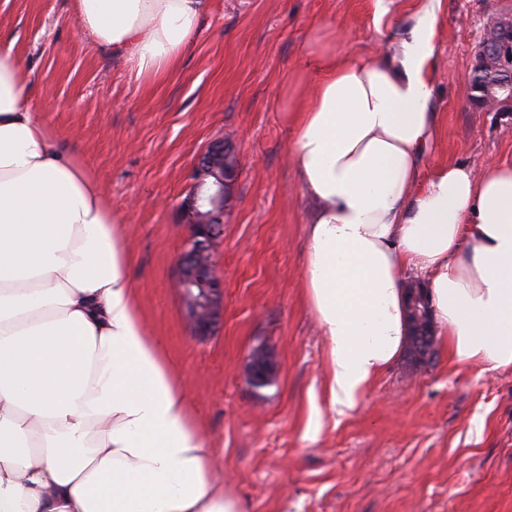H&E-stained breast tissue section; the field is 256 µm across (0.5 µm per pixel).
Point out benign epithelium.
<instances>
[{
	"mask_svg": "<svg viewBox=\"0 0 512 512\" xmlns=\"http://www.w3.org/2000/svg\"><path fill=\"white\" fill-rule=\"evenodd\" d=\"M493 20L501 37L491 40L488 32L480 36L472 58L471 70L485 75L482 83L467 82L465 92L476 106L486 98V110H497L512 103V11L493 12ZM234 154L233 148L222 139L211 141L200 153L193 184L185 199L188 223L197 245L178 260L176 288L183 295L185 316L200 335L215 327L223 311L222 282L211 256V245L221 235L232 168L224 167V156ZM427 290L414 287L408 290V311L413 350L421 356L430 353L431 326L427 308ZM253 380L260 382L268 376V364L259 352L250 355Z\"/></svg>",
	"mask_w": 512,
	"mask_h": 512,
	"instance_id": "7a95c632",
	"label": "benign epithelium"
}]
</instances>
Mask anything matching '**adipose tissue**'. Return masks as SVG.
<instances>
[{
	"mask_svg": "<svg viewBox=\"0 0 512 512\" xmlns=\"http://www.w3.org/2000/svg\"><path fill=\"white\" fill-rule=\"evenodd\" d=\"M439 4L424 0L396 53L322 48L286 116L312 203L305 298L345 407L404 346L409 269L428 279L455 363L512 369V164L422 168L437 115L421 35ZM207 7L71 0L83 35L148 82L178 65ZM130 264L117 212L0 44V512H244Z\"/></svg>",
	"mask_w": 512,
	"mask_h": 512,
	"instance_id": "ef3b65f1",
	"label": "adipose tissue"
}]
</instances>
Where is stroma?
Returning <instances> with one entry per match:
<instances>
[{"instance_id":"obj_1","label":"stroma","mask_w":512,"mask_h":512,"mask_svg":"<svg viewBox=\"0 0 512 512\" xmlns=\"http://www.w3.org/2000/svg\"><path fill=\"white\" fill-rule=\"evenodd\" d=\"M210 0L179 65L137 79L83 37L69 0H0V44L25 61L59 145L94 174L122 220L130 278L191 392L224 483L245 512H512V369L453 363L442 336L401 354L335 406L328 359L304 298L310 203L289 161L285 120L315 49L368 58L407 35L420 0ZM512 0H441L423 76L438 114L424 168L512 163V110L464 93L488 14ZM232 144L239 171L214 247L224 315L195 336L174 286L189 225L182 202L198 155ZM265 346L275 372L248 376Z\"/></svg>"}]
</instances>
